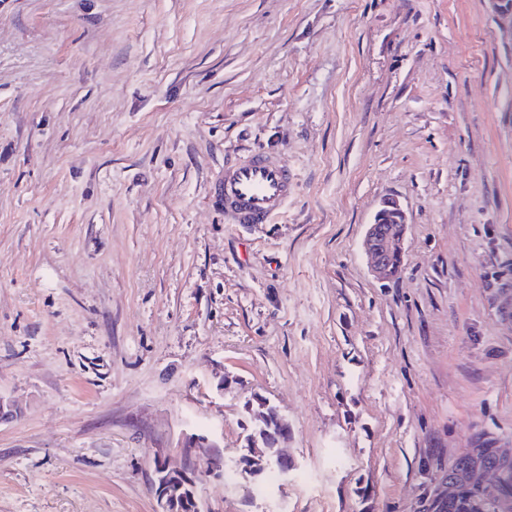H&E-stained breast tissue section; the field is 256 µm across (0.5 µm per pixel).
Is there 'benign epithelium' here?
<instances>
[{
    "label": "benign epithelium",
    "instance_id": "obj_1",
    "mask_svg": "<svg viewBox=\"0 0 512 512\" xmlns=\"http://www.w3.org/2000/svg\"><path fill=\"white\" fill-rule=\"evenodd\" d=\"M407 223V215L394 200H386L368 225L364 250L369 258L372 272L379 278L391 279L399 274L404 256L405 231L392 228L394 224ZM238 464L249 476H258L271 467L278 468L288 476L295 468V461L283 454L282 449L259 452L245 448ZM197 476L189 475L181 467H172L166 460L155 464V493L162 505V512H182L181 506H189L190 512H201L195 496Z\"/></svg>",
    "mask_w": 512,
    "mask_h": 512
}]
</instances>
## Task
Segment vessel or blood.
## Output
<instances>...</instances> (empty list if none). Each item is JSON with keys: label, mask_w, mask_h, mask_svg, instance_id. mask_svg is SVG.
<instances>
[{"label": "vessel or blood", "mask_w": 512, "mask_h": 512, "mask_svg": "<svg viewBox=\"0 0 512 512\" xmlns=\"http://www.w3.org/2000/svg\"><path fill=\"white\" fill-rule=\"evenodd\" d=\"M295 176L279 157L255 150L224 167V221L244 226L268 224L294 195Z\"/></svg>", "instance_id": "vessel-or-blood-1"}]
</instances>
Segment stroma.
<instances>
[{"label": "stroma", "mask_w": 512, "mask_h": 512, "mask_svg": "<svg viewBox=\"0 0 512 512\" xmlns=\"http://www.w3.org/2000/svg\"><path fill=\"white\" fill-rule=\"evenodd\" d=\"M504 6L0 0V512H159L161 456L202 512H437L467 449L512 457ZM255 149L296 192L225 223ZM256 396L289 477L238 474ZM386 224H407V215L395 200H386L368 224L364 239V250L369 258L372 272L379 278L396 277L402 268L404 256L405 228H387Z\"/></svg>", "instance_id": "1"}]
</instances>
